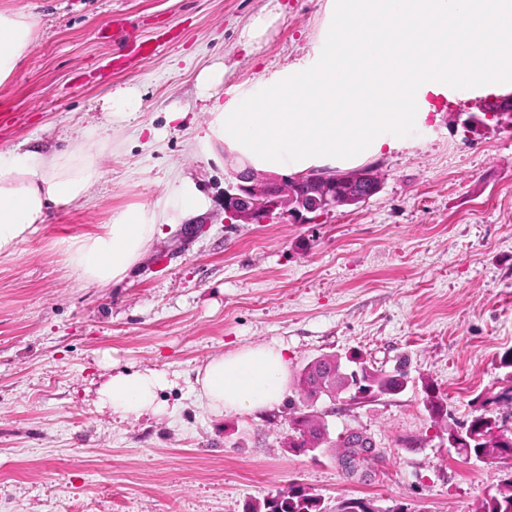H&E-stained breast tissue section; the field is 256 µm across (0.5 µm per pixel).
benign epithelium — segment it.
<instances>
[{"mask_svg":"<svg viewBox=\"0 0 512 512\" xmlns=\"http://www.w3.org/2000/svg\"><path fill=\"white\" fill-rule=\"evenodd\" d=\"M381 189V178L371 167L349 171L312 168L294 176L248 167L234 172L224 187V214L240 224H261L274 217L300 223L318 211L357 205Z\"/></svg>","mask_w":512,"mask_h":512,"instance_id":"obj_1","label":"benign epithelium"}]
</instances>
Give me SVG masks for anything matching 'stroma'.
I'll return each mask as SVG.
<instances>
[{
	"instance_id": "stroma-1",
	"label": "stroma",
	"mask_w": 512,
	"mask_h": 512,
	"mask_svg": "<svg viewBox=\"0 0 512 512\" xmlns=\"http://www.w3.org/2000/svg\"><path fill=\"white\" fill-rule=\"evenodd\" d=\"M327 0H0L36 37L0 113V154L96 144L98 176L0 254V512H247L295 485L325 512L348 497L378 512H474L502 463L464 459L425 409L458 420L507 380L512 350V126L463 127L480 101L434 104L398 147L365 159L382 180L364 203L303 224H229L224 182L240 162L210 131L215 106L264 89L322 47ZM278 20L261 38L247 29ZM222 73L219 85L201 82ZM199 205L183 208L185 190ZM164 234L122 281L77 279L67 245L140 207ZM276 345L285 397L323 355L409 361L405 391L319 401L331 435L358 430L376 456L350 476L336 451H289L286 405L216 417L189 374L217 354ZM165 371L168 416L122 422L96 404L109 363Z\"/></svg>"
}]
</instances>
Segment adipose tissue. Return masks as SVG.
Instances as JSON below:
<instances>
[{
  "label": "adipose tissue",
  "mask_w": 512,
  "mask_h": 512,
  "mask_svg": "<svg viewBox=\"0 0 512 512\" xmlns=\"http://www.w3.org/2000/svg\"><path fill=\"white\" fill-rule=\"evenodd\" d=\"M33 40V28L18 13L0 12V83L14 73ZM97 175L80 157L46 159L35 154L0 159V253L15 246L43 223L49 205L77 200ZM160 231L156 213L147 208L117 214L101 231L73 237L71 265L81 280L105 287L127 277ZM288 382L283 349L246 346L220 354L199 369L191 388L212 414H252L275 408ZM169 383L155 369L116 370L99 385L97 402L125 420L150 412L167 414L158 393Z\"/></svg>",
  "instance_id": "1"
}]
</instances>
